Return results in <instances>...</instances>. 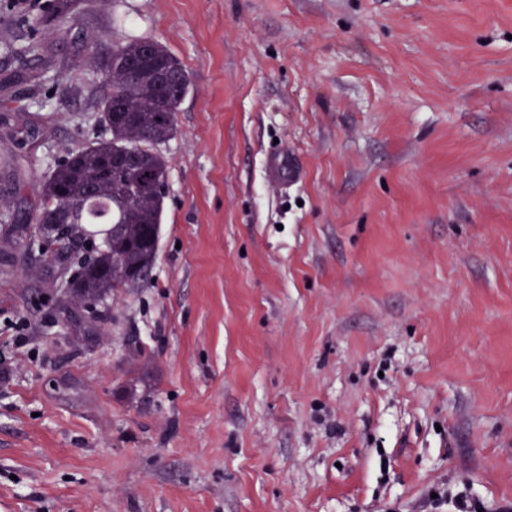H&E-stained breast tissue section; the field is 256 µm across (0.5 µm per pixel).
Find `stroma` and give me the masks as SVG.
I'll list each match as a JSON object with an SVG mask.
<instances>
[{
  "instance_id": "obj_1",
  "label": "stroma",
  "mask_w": 512,
  "mask_h": 512,
  "mask_svg": "<svg viewBox=\"0 0 512 512\" xmlns=\"http://www.w3.org/2000/svg\"><path fill=\"white\" fill-rule=\"evenodd\" d=\"M50 4L0 0L15 223L100 132L113 45L162 44L190 89L149 285L60 305L0 225V512H425L442 483L512 508V0H80L37 25Z\"/></svg>"
}]
</instances>
